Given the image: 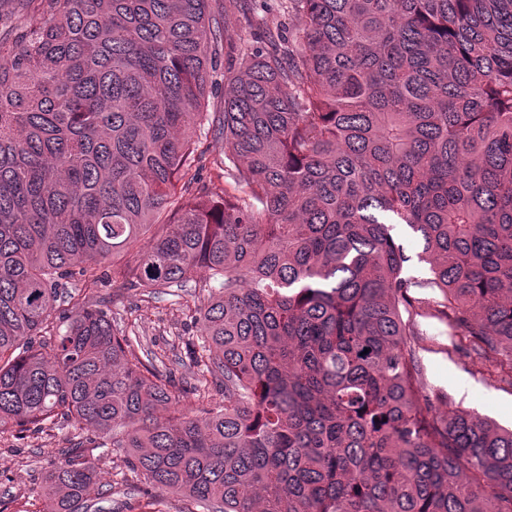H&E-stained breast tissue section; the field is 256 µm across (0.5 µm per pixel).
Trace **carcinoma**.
Returning <instances> with one entry per match:
<instances>
[{"label": "carcinoma", "instance_id": "carcinoma-1", "mask_svg": "<svg viewBox=\"0 0 512 512\" xmlns=\"http://www.w3.org/2000/svg\"><path fill=\"white\" fill-rule=\"evenodd\" d=\"M0 39V432L68 426L203 512H512V428L438 412L435 305L512 379V0H279L220 71L244 0H20ZM224 82V167L193 135ZM156 224L164 231L134 260ZM404 225L430 276L404 275ZM211 299L197 389L68 291ZM429 289L433 300L411 289ZM75 444L38 494L112 512ZM261 28L244 29L243 24L237 20L235 16H229L225 22L224 32V51L220 54V67L227 73L230 64H236L238 55H234L237 49L250 47L254 44L255 46L260 45ZM235 52V53H234ZM233 56V57H231Z\"/></svg>", "mask_w": 512, "mask_h": 512}]
</instances>
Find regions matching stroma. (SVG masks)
I'll return each instance as SVG.
<instances>
[{
    "mask_svg": "<svg viewBox=\"0 0 512 512\" xmlns=\"http://www.w3.org/2000/svg\"><path fill=\"white\" fill-rule=\"evenodd\" d=\"M210 293L205 273L199 272L187 291L177 296L163 292L147 298L111 280L86 293L85 299L108 307L116 327L136 329L143 349L171 369L172 393L180 406L193 411L204 398L221 397L214 388L206 394L196 390L200 369L190 354L195 341L191 317ZM414 329L415 358L440 410H474L502 425H512V382L492 378L485 358L470 349L465 337L449 336L447 320L435 317L431 309L421 308ZM75 434L70 427L51 428L22 439L0 433V512H43L36 491L46 471L59 462L61 448ZM88 463L102 481L111 484L114 512H191L192 502L175 493L160 494L148 502L131 494L137 479L113 453L94 450Z\"/></svg>",
    "mask_w": 512,
    "mask_h": 512,
    "instance_id": "1",
    "label": "stroma"
}]
</instances>
